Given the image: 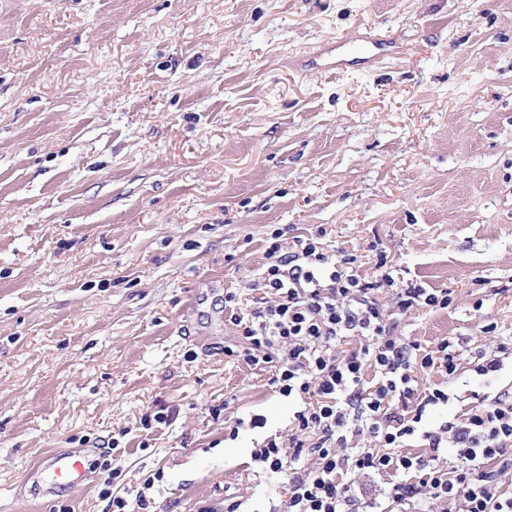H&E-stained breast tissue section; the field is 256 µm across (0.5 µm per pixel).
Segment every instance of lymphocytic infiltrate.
<instances>
[{
	"label": "lymphocytic infiltrate",
	"mask_w": 512,
	"mask_h": 512,
	"mask_svg": "<svg viewBox=\"0 0 512 512\" xmlns=\"http://www.w3.org/2000/svg\"><path fill=\"white\" fill-rule=\"evenodd\" d=\"M273 231L254 287L265 300L240 307L224 295V311L244 342L243 359L272 373L281 396L296 403L287 440L270 439L253 453L263 469L288 480L285 512H368L347 477L381 473L393 479L389 495L410 512L430 503L463 512H512V494L500 478L512 467V401L485 397L459 418L435 425L433 409L447 406L445 389L420 387V375L455 378L460 354L450 339L433 349L395 336L399 317L423 307L445 309L448 289L407 283L391 307L378 298L395 287L394 267L380 256L373 275L352 255L336 256L318 236L284 251ZM357 336V350L337 348ZM365 439L367 448L357 447ZM428 455L411 454L416 444ZM455 451L447 473L439 461Z\"/></svg>",
	"instance_id": "1"
}]
</instances>
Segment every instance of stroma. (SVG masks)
<instances>
[{
  "instance_id": "obj_1",
  "label": "stroma",
  "mask_w": 512,
  "mask_h": 512,
  "mask_svg": "<svg viewBox=\"0 0 512 512\" xmlns=\"http://www.w3.org/2000/svg\"><path fill=\"white\" fill-rule=\"evenodd\" d=\"M368 26L375 62L308 54ZM276 228L451 290L397 333L453 338L452 413L512 394L471 372L512 341V0H0V512L284 505L252 453L294 405L224 354ZM57 448L88 477L49 493Z\"/></svg>"
}]
</instances>
